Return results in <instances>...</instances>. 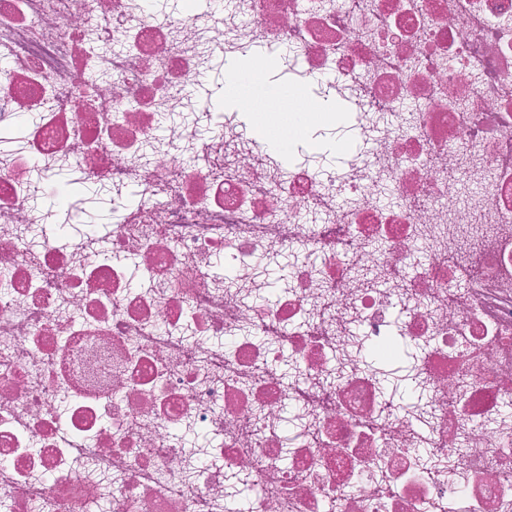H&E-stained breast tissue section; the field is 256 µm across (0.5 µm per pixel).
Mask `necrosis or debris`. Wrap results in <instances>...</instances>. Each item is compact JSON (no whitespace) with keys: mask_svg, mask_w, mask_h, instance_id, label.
Masks as SVG:
<instances>
[{"mask_svg":"<svg viewBox=\"0 0 512 512\" xmlns=\"http://www.w3.org/2000/svg\"><path fill=\"white\" fill-rule=\"evenodd\" d=\"M272 47L336 72L369 155L320 181L244 140L239 106L211 136L173 121L145 153L162 113L200 107L213 57L260 69ZM0 59L9 512H224L232 476L252 478L251 512H512V0H232L218 18L0 0ZM61 165L143 186L109 231L130 265L100 255L96 224L31 241L33 175ZM291 243L308 257L258 307V258ZM416 244L427 261L404 273ZM396 337L425 399L393 416L363 354L393 357ZM185 427L218 437L204 460Z\"/></svg>","mask_w":512,"mask_h":512,"instance_id":"1","label":"necrosis or debris"}]
</instances>
